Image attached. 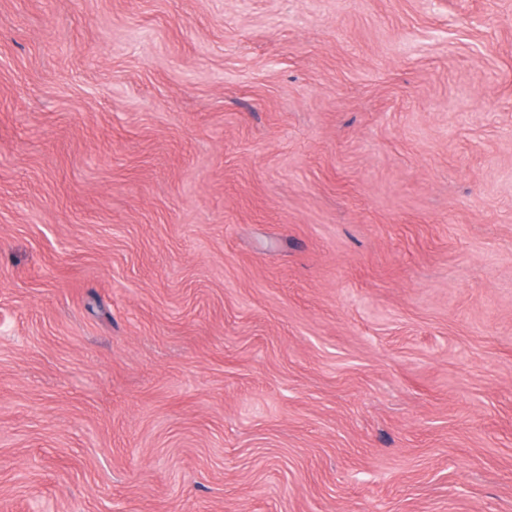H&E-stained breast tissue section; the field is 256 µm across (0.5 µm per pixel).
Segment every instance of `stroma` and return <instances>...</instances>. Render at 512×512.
<instances>
[{
	"instance_id": "1",
	"label": "stroma",
	"mask_w": 512,
	"mask_h": 512,
	"mask_svg": "<svg viewBox=\"0 0 512 512\" xmlns=\"http://www.w3.org/2000/svg\"><path fill=\"white\" fill-rule=\"evenodd\" d=\"M0 512H512V0H0Z\"/></svg>"
}]
</instances>
